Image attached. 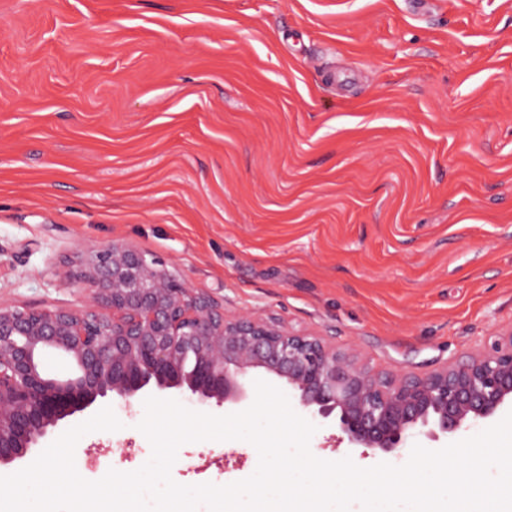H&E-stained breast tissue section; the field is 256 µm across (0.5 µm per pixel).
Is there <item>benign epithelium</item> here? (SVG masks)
<instances>
[{
    "mask_svg": "<svg viewBox=\"0 0 512 512\" xmlns=\"http://www.w3.org/2000/svg\"><path fill=\"white\" fill-rule=\"evenodd\" d=\"M89 290L79 309L0 302V466L23 460L97 399L130 406L147 393H188L230 410L264 373L305 411L334 418L352 448L389 454L418 431L437 441L512 406V327L488 350L424 375L394 376L269 317L230 314L156 258L95 245L59 271ZM74 373L45 375L43 357Z\"/></svg>",
    "mask_w": 512,
    "mask_h": 512,
    "instance_id": "7a95c632",
    "label": "benign epithelium"
}]
</instances>
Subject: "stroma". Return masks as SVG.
<instances>
[{
  "mask_svg": "<svg viewBox=\"0 0 512 512\" xmlns=\"http://www.w3.org/2000/svg\"><path fill=\"white\" fill-rule=\"evenodd\" d=\"M110 242L394 375L485 347L512 326V0H0V302L83 306L56 272ZM111 407L89 481L151 455L143 404ZM311 422L320 459L409 457ZM257 463L202 441L171 474Z\"/></svg>",
  "mask_w": 512,
  "mask_h": 512,
  "instance_id": "1",
  "label": "stroma"
}]
</instances>
